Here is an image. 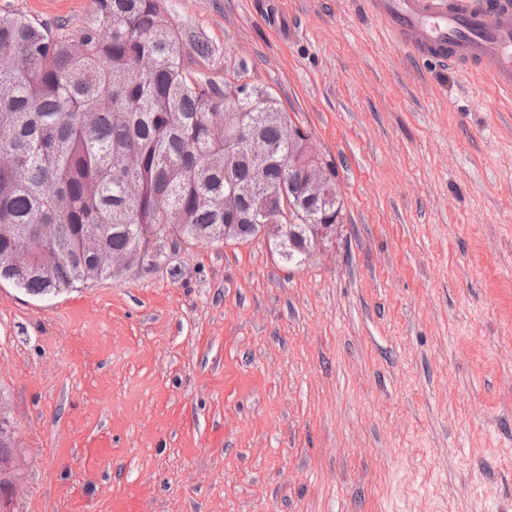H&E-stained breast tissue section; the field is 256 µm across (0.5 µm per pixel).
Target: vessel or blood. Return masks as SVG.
Returning a JSON list of instances; mask_svg holds the SVG:
<instances>
[{
    "label": "vessel or blood",
    "instance_id": "obj_1",
    "mask_svg": "<svg viewBox=\"0 0 512 512\" xmlns=\"http://www.w3.org/2000/svg\"><path fill=\"white\" fill-rule=\"evenodd\" d=\"M368 9L418 57L484 71L512 93V0H370Z\"/></svg>",
    "mask_w": 512,
    "mask_h": 512
}]
</instances>
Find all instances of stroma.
<instances>
[{
	"mask_svg": "<svg viewBox=\"0 0 512 512\" xmlns=\"http://www.w3.org/2000/svg\"><path fill=\"white\" fill-rule=\"evenodd\" d=\"M366 0H165L336 171L304 264L158 244L0 284V512H512V96L391 43ZM94 0H0L77 26Z\"/></svg>",
	"mask_w": 512,
	"mask_h": 512,
	"instance_id": "stroma-1",
	"label": "stroma"
}]
</instances>
